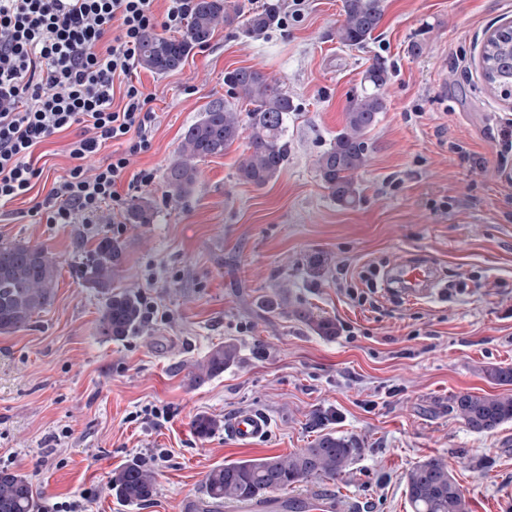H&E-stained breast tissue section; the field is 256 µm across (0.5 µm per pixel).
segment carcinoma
Here are the masks:
<instances>
[{
	"instance_id": "carcinoma-1",
	"label": "carcinoma",
	"mask_w": 512,
	"mask_h": 512,
	"mask_svg": "<svg viewBox=\"0 0 512 512\" xmlns=\"http://www.w3.org/2000/svg\"><path fill=\"white\" fill-rule=\"evenodd\" d=\"M279 16L280 0H267L261 10L248 14L237 0H195L184 33L178 38L147 35L138 64L157 75L176 71L194 47L211 41L218 25L240 23L245 35L255 37L272 28ZM342 16L336 30L339 42L362 46L382 22L384 0H342ZM481 69L487 85L512 93V25L499 26L486 39ZM388 81L385 62L378 60L366 70L364 87L349 100L343 127L316 160L326 189L344 207H354L360 201L355 177L369 162L366 134L385 110L383 90ZM224 84L233 98L246 103L248 109L243 112L228 101H215L185 129L165 168V196H189L198 182V163L224 155L240 139L245 140V150L237 168L239 180L260 188L276 179L284 167L288 159V113L294 111L291 98L278 81L251 67L225 73ZM154 218V206L146 200L133 203L128 210L133 224H151ZM123 262L122 244L104 237L77 271L86 287L105 296L96 332L112 341L131 335L142 319L140 298L129 291L114 290ZM57 283V263L43 247L1 243L0 335L30 327L34 315L53 300ZM299 317L323 336L336 334V323L331 319L303 311ZM237 354L233 342L214 345L191 372L190 383L223 373ZM483 374L495 385H512V367H487ZM448 411L471 431L489 433L512 422V394H456L448 400ZM216 427L217 421L207 415L194 420L195 432L202 439ZM358 453L355 439L327 432L309 447L286 456L241 459L215 466L205 477L202 493L213 503L259 500L304 481L338 479ZM110 483L115 496L131 505L146 504L156 492L153 470L138 460L113 470ZM405 485L412 512H469L462 487L449 472L447 462L438 456H430L408 470ZM35 508L29 477L9 467L0 468V512H35Z\"/></svg>"
}]
</instances>
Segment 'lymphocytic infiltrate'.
Masks as SVG:
<instances>
[{
    "mask_svg": "<svg viewBox=\"0 0 512 512\" xmlns=\"http://www.w3.org/2000/svg\"><path fill=\"white\" fill-rule=\"evenodd\" d=\"M155 0H0V205L26 196L41 176L35 148L80 126L70 143L75 164L33 213L50 224L92 221L103 206L122 210L116 189L132 155L148 151L152 100L132 77L143 37L156 27L179 32L194 0H167L157 19ZM95 174L82 162L108 144Z\"/></svg>",
    "mask_w": 512,
    "mask_h": 512,
    "instance_id": "1",
    "label": "lymphocytic infiltrate"
}]
</instances>
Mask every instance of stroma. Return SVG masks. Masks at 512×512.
Listing matches in <instances>:
<instances>
[{
  "instance_id": "obj_1",
  "label": "stroma",
  "mask_w": 512,
  "mask_h": 512,
  "mask_svg": "<svg viewBox=\"0 0 512 512\" xmlns=\"http://www.w3.org/2000/svg\"><path fill=\"white\" fill-rule=\"evenodd\" d=\"M380 27L360 47L341 44L342 0H308L301 18L256 38L218 26L183 67L160 76L134 67L151 93V147L130 175L154 170L148 187L122 181L128 199H150L151 224L103 207L90 224L33 216L72 165L75 130L33 153L32 191L0 207V242L43 246L60 269L56 294L32 325L0 335V467L28 475L36 512L89 493L87 512H182L214 466L286 455L326 430L360 440L338 480L290 488L357 502L360 512H410L404 477L439 456L470 512H512V422L471 432L448 410L458 393L496 394L483 367L512 366V96L480 76L482 42L512 21V0H384ZM389 67L386 109L366 136L369 162L356 207L339 205L315 161L342 127L350 97L374 60ZM262 70L296 107L288 160L258 188L237 177L243 142L199 164L191 196L173 200L161 177L184 130L230 97L226 71ZM119 240V288L146 295L159 316L121 341L95 330L103 295L75 270L97 241ZM431 267L435 292H392L400 264ZM332 319L321 336L297 314ZM231 341L235 363L199 385L189 373ZM147 406L156 420L132 419ZM269 422L258 441L231 435L236 415ZM220 426L208 438L194 420ZM149 463L153 501L135 507L108 486L114 469Z\"/></svg>"
}]
</instances>
